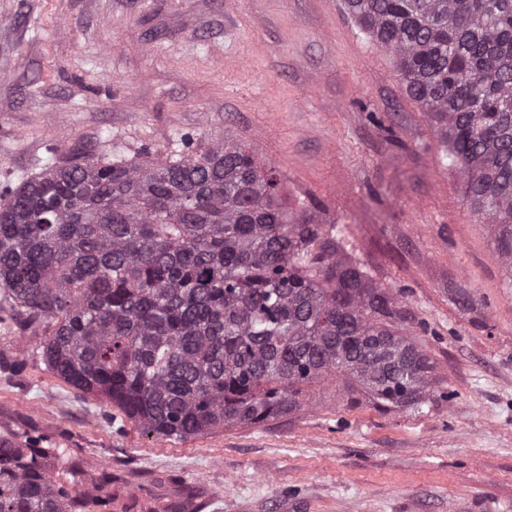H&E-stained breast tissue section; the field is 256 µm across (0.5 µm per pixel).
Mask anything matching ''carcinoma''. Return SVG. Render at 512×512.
<instances>
[{
    "label": "carcinoma",
    "mask_w": 512,
    "mask_h": 512,
    "mask_svg": "<svg viewBox=\"0 0 512 512\" xmlns=\"http://www.w3.org/2000/svg\"><path fill=\"white\" fill-rule=\"evenodd\" d=\"M430 115L512 271V0H345ZM0 302L69 385L182 441L308 405L329 376L399 408L436 394L394 295L288 208L228 137L156 160L49 162L0 198ZM57 448L0 437V512H93Z\"/></svg>",
    "instance_id": "1"
}]
</instances>
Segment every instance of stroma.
Wrapping results in <instances>:
<instances>
[{
  "instance_id": "stroma-1",
  "label": "stroma",
  "mask_w": 512,
  "mask_h": 512,
  "mask_svg": "<svg viewBox=\"0 0 512 512\" xmlns=\"http://www.w3.org/2000/svg\"><path fill=\"white\" fill-rule=\"evenodd\" d=\"M229 136L289 208L391 289L437 397L327 378L309 406L174 444L56 377L0 317V436L134 512H512V287L393 59L341 0H0V196L51 159L156 157ZM25 359L15 374L16 359Z\"/></svg>"
}]
</instances>
